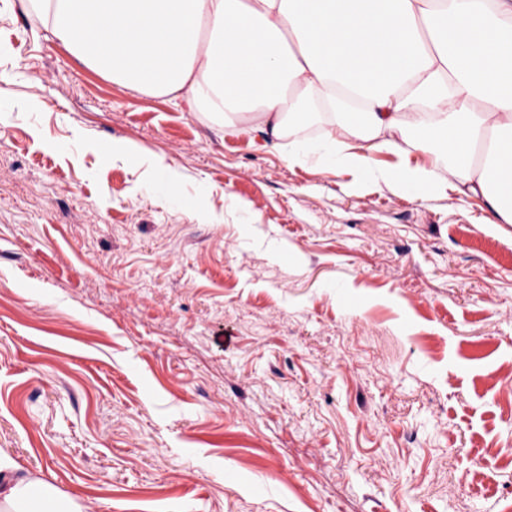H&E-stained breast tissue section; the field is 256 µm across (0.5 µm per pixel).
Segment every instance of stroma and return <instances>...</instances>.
Instances as JSON below:
<instances>
[{
	"label": "stroma",
	"instance_id": "stroma-1",
	"mask_svg": "<svg viewBox=\"0 0 512 512\" xmlns=\"http://www.w3.org/2000/svg\"><path fill=\"white\" fill-rule=\"evenodd\" d=\"M112 82L0 0V451L83 512H512V224Z\"/></svg>",
	"mask_w": 512,
	"mask_h": 512
}]
</instances>
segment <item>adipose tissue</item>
<instances>
[{
    "label": "adipose tissue",
    "mask_w": 512,
    "mask_h": 512,
    "mask_svg": "<svg viewBox=\"0 0 512 512\" xmlns=\"http://www.w3.org/2000/svg\"><path fill=\"white\" fill-rule=\"evenodd\" d=\"M53 38L114 82L183 93L190 111L280 137L318 91L337 126L371 151L402 143L441 168H371L339 140L324 157L418 196L483 197L512 224V0H22ZM6 512H81L0 452Z\"/></svg>",
    "instance_id": "ef3b65f1"
}]
</instances>
